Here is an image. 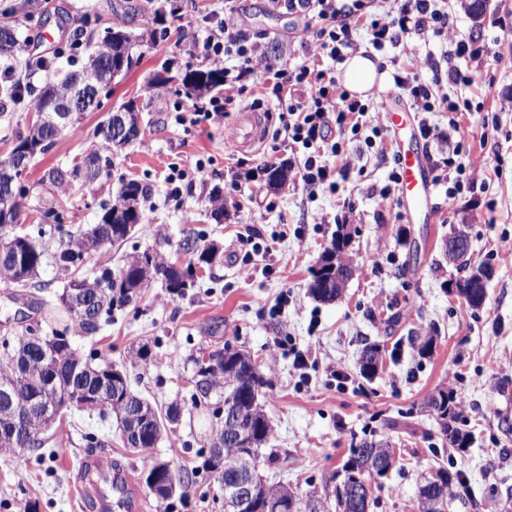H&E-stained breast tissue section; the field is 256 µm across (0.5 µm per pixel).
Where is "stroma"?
Here are the masks:
<instances>
[{"instance_id":"stroma-1","label":"stroma","mask_w":512,"mask_h":512,"mask_svg":"<svg viewBox=\"0 0 512 512\" xmlns=\"http://www.w3.org/2000/svg\"><path fill=\"white\" fill-rule=\"evenodd\" d=\"M130 2L139 12L127 13ZM228 9L249 19V33L263 47L276 43L289 49V63L306 55L295 34L312 23L311 13H288L274 0H0V23L11 24L20 43L19 50L0 58L1 86L20 77L33 92L40 89L67 61L83 65L109 27L121 24L140 37L130 71L101 93L97 107L83 113L79 135L63 132L22 173L17 202L23 231L43 230L48 211L71 230L99 223L103 204L115 200L123 183L136 181L148 188L147 219L123 244L98 253L96 262L150 248L167 261L190 264L178 242L193 229L205 231L218 248L212 264L195 266V287L176 295L152 283L135 306L115 314L112 325L75 340L82 354L93 351L125 367L132 389L159 409L184 404L179 424L156 448L134 452L124 447L115 417L75 413L51 425L50 442L39 457L0 456V512H101L80 483L84 462L98 453L129 475L128 498L137 512H164V504L147 493L144 477L158 459L175 469L195 465L212 421L206 410L188 406L192 360L227 343L264 366L268 385L261 403L273 428L264 450L275 459L262 462L261 473L270 482L301 494L322 491L347 458L352 439L371 434L391 442L397 456L375 492L373 512H409L417 484L441 467L458 477L448 512H488L497 502L512 508V435L498 427L500 418H512V112L499 109L502 98L512 94V0H489L480 14L460 9L456 0L448 4L454 29L482 34L489 54L471 86L448 89L449 96L469 101L468 111L453 118L444 112L426 115L432 134L423 143L435 203L428 224L407 220L391 185L393 135L380 104L371 106L379 136L370 143L345 142L355 158L348 179L339 190L321 189L312 196L297 178L277 191L266 185L265 166L288 160L291 153L274 137L276 101L261 96L265 64L247 73L248 91L229 105L223 123H174L172 112L209 107L211 97L225 94L219 88L210 97L187 98L169 75L209 68L202 41ZM500 17L505 27H497ZM151 28L159 40L142 39ZM448 48L443 40L414 38L387 50L386 71L412 70L415 57L428 53L448 65ZM37 57L51 61V68L31 67ZM130 100L142 111L144 132L114 156L110 179L90 183L78 176L62 190L50 184L47 172L81 164L100 142V122ZM256 105L263 110V137L253 147L236 148V116ZM438 134L464 140L459 160L482 179L453 209L439 179ZM200 160L212 173L209 185L174 197L166 180L171 169L191 170ZM215 186L224 194L220 218L210 203ZM459 223L469 226L472 266L492 272L478 309L457 293L464 273L441 250L442 238ZM243 224L255 226L268 249L244 247ZM341 224L351 228L348 254L356 273L341 299L319 303L308 284ZM246 262L256 269L249 279L238 274ZM65 280L64 273L48 266L34 287L0 288V333L20 331L21 312L32 322L50 316L66 320L55 305ZM43 299L54 303L53 311L40 308ZM277 305L282 311L276 316ZM412 335L434 336L432 354L420 357L408 342ZM369 343L381 344L385 355L377 376L367 380L357 359ZM143 346L151 360L138 359ZM300 354L308 357L302 367L296 363ZM442 388L454 391L474 433L470 448L452 447L422 410ZM87 433L96 435L102 450L87 447Z\"/></svg>"}]
</instances>
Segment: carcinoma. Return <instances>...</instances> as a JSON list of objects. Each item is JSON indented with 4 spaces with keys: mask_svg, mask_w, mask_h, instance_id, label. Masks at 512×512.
<instances>
[{
    "mask_svg": "<svg viewBox=\"0 0 512 512\" xmlns=\"http://www.w3.org/2000/svg\"><path fill=\"white\" fill-rule=\"evenodd\" d=\"M138 38L124 27L117 25L105 31L95 48L97 62L87 61L80 69L69 70L54 84L44 88L58 100L70 96L74 83L89 80L94 76L109 74L119 77L130 70L133 64L131 49ZM224 82V73L217 69H186L181 75V85L189 96L210 93ZM104 145L94 151L101 162V174L108 177L112 170L113 152L123 149L130 141L116 143L112 139L109 125H101ZM60 136L53 127L28 128L16 135L13 151L27 150L30 156L43 154L52 149ZM267 184L278 189L288 181V166L271 164L266 166ZM148 189L135 182L123 185L117 195L118 201L104 206L101 222L85 229L70 232L57 227L59 238L53 253H48L41 237L21 234L16 227L21 225V210L14 197L0 195V285L27 288L38 277L40 269L52 264L66 272L58 301L70 316L68 323H56L43 327L41 323L28 325L21 334L0 335V455H13L45 446L48 438L45 431L57 414L68 411H94L113 414L123 419L122 440L125 447L145 451L156 447L163 432L170 424L179 421L181 407L171 404L165 413H160L145 399L131 391L128 379H113L112 371L118 366L95 362L92 354L82 355L74 347V337L91 336L100 329L102 320L112 319V314L130 305L141 289L154 280H161L172 294H180L194 286L192 266H175L157 253L145 249L112 267L109 263L98 265L91 277L81 273L83 267L103 247L129 239L136 225L146 220L140 207V197ZM350 243L351 235L345 225H338L334 239L320 259L309 285L310 294L321 302H332L343 292L341 288L326 289L322 277L326 266L336 257V239ZM179 250L197 258V262L211 264L215 257L213 244L206 235L189 232L179 243ZM89 304L84 315L75 311L80 303ZM382 363L380 345L366 346L360 358V373L370 379L378 372ZM193 390L190 396L194 407L205 406L212 397L222 401L232 400L238 407L242 434L241 442L232 447L211 435L207 447L199 452L204 457L201 467L190 471H171V480L178 487L199 485L204 475L211 474L221 484L238 482L240 475L232 467L224 465L213 456L217 448L224 449V457L231 459L236 453L249 448L260 453L272 433V426L260 403L263 388L267 384L264 373L255 370L252 356L236 350L224 357V366L218 372H203L196 368L192 376ZM426 412L435 417L441 432L456 448L470 444V434L457 424L463 422L459 403L454 393L440 391L426 402ZM389 445L381 440L365 439L350 448L345 466L362 469L367 464L378 465L376 476L383 477L396 464L391 457L378 461L387 454ZM440 482L427 480L418 489V512H444V504L452 484L445 469L436 473ZM334 499L335 512H372L376 505L375 495L364 494L352 502L346 492L336 485L324 490V495L315 493L296 497L295 512H327L329 499Z\"/></svg>",
    "mask_w": 512,
    "mask_h": 512,
    "instance_id": "carcinoma-1",
    "label": "carcinoma"
}]
</instances>
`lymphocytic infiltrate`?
Masks as SVG:
<instances>
[{
    "mask_svg": "<svg viewBox=\"0 0 512 512\" xmlns=\"http://www.w3.org/2000/svg\"><path fill=\"white\" fill-rule=\"evenodd\" d=\"M283 2L291 12L316 11V25L304 26L297 37L303 42L314 40L317 53L339 62L355 50L352 32L358 26L368 29L370 43L379 52L416 35L449 40L455 46L456 56L469 62V69L451 66L444 70L427 55L416 58L415 74H397L393 80L408 93L415 111L441 110L453 115L468 109V101L451 98L446 88L472 84L476 75L474 67L482 63L487 47L481 37L455 32L448 24L447 11L437 7V0H385L382 10L373 14L368 11V0ZM247 27L242 15L225 13L223 23L202 44L208 60L220 65L235 59L248 66L261 57V44L252 40ZM422 70L432 72L431 82H421L418 73ZM265 95L281 108L278 135L284 146L300 159L299 174L306 190L338 189L340 181L347 179L352 163L344 160L340 168L330 167L323 161L321 152L327 149L341 156V136L360 134L367 105L343 90L335 77L316 69L307 60L293 67L270 69Z\"/></svg>",
    "mask_w": 512,
    "mask_h": 512,
    "instance_id": "lymphocytic-infiltrate-1",
    "label": "lymphocytic infiltrate"
}]
</instances>
